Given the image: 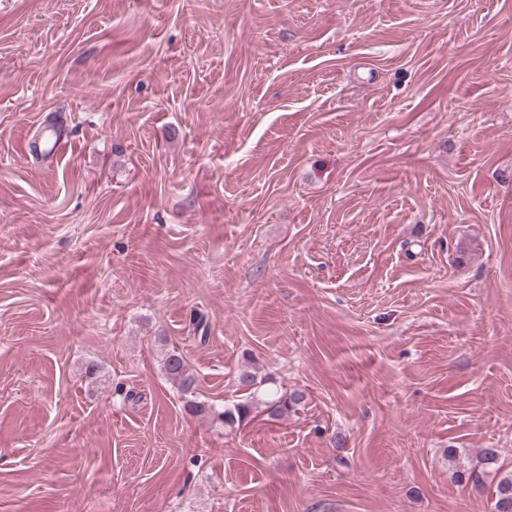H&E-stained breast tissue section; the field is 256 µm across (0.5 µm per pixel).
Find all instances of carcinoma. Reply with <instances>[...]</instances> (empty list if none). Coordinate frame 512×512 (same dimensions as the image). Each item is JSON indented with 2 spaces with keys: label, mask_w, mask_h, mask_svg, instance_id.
I'll use <instances>...</instances> for the list:
<instances>
[{
  "label": "carcinoma",
  "mask_w": 512,
  "mask_h": 512,
  "mask_svg": "<svg viewBox=\"0 0 512 512\" xmlns=\"http://www.w3.org/2000/svg\"><path fill=\"white\" fill-rule=\"evenodd\" d=\"M166 378L177 386L178 390L187 395L193 394L196 388V378L183 355L172 348L167 350L161 362ZM238 387L245 391L246 398L231 407L221 411L203 401H187V409L197 416L212 417L221 421L223 426L233 428L261 408L269 416L275 417L287 413L305 401V393L295 390L290 394L267 391L259 395L264 386V380L257 379L256 373L243 369L237 377ZM495 512H512V473L502 476L496 486Z\"/></svg>",
  "instance_id": "carcinoma-1"
}]
</instances>
